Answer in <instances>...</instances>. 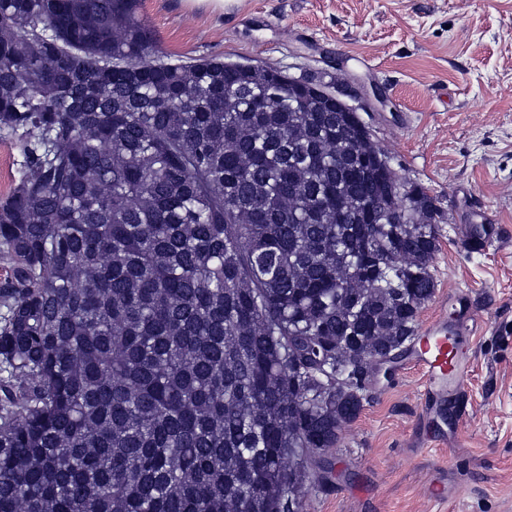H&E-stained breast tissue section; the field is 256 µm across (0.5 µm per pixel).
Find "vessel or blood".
<instances>
[{
  "label": "vessel or blood",
  "instance_id": "obj_1",
  "mask_svg": "<svg viewBox=\"0 0 512 512\" xmlns=\"http://www.w3.org/2000/svg\"><path fill=\"white\" fill-rule=\"evenodd\" d=\"M500 225L491 223L483 211H473L457 228L456 244L472 253L496 241ZM448 317H438L420 332L404 365L418 370L423 378L422 418L426 425L440 426L447 408L456 398L471 369L469 348L473 329V300L460 290L448 296Z\"/></svg>",
  "mask_w": 512,
  "mask_h": 512
}]
</instances>
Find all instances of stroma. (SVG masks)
Here are the masks:
<instances>
[{"mask_svg": "<svg viewBox=\"0 0 512 512\" xmlns=\"http://www.w3.org/2000/svg\"><path fill=\"white\" fill-rule=\"evenodd\" d=\"M138 11L167 54L259 63L359 107L396 175L441 210L420 324L448 293L474 298L457 442L424 425L420 373L396 371L324 451L330 484L304 483V512H512V0H240L227 12L139 0ZM366 87L384 110L362 109ZM474 209L502 235L462 254L457 226ZM443 472L455 491L436 501L428 490Z\"/></svg>", "mask_w": 512, "mask_h": 512, "instance_id": "stroma-1", "label": "stroma"}]
</instances>
